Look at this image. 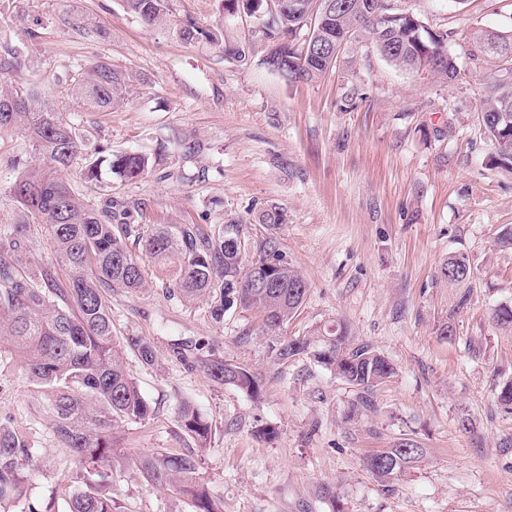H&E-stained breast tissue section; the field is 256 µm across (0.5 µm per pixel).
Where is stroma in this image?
Masks as SVG:
<instances>
[{
	"mask_svg": "<svg viewBox=\"0 0 512 512\" xmlns=\"http://www.w3.org/2000/svg\"><path fill=\"white\" fill-rule=\"evenodd\" d=\"M406 5L447 32L456 80L420 78L350 44L320 80L289 85L265 64V46L241 65L180 39L185 17L247 34L252 20L225 18L217 0H174L172 19L152 25L123 0H0V49L21 57L7 82L39 86L87 150L163 153L129 182L87 181L76 161L62 172L75 192L93 205L111 193L147 199L149 224L204 215L212 224L239 219L257 242L276 234L310 283L288 335L340 323L395 368L375 390V410L357 413L354 389L312 357L274 363L276 337L260 331L256 312L234 308L218 324L207 302L184 303L157 280L112 294L117 336L144 337L157 355L146 366L125 354L152 413L116 434L125 456L103 469L114 512H193L131 463L156 452L194 454L224 512H512V414L497 402L512 379V332L493 320L498 305L512 303V248L501 243L512 229V173L487 164L494 146L478 114L489 70L466 51L474 29L512 32V0ZM97 57L131 83L129 100L109 112L83 111L71 94L78 64ZM15 158L32 160L27 138L0 132L1 195L18 174ZM270 206L287 217L273 232L257 221ZM455 254L474 271L463 309L441 275ZM448 322L450 337L440 333ZM211 357L251 368L259 397L213 382L201 365ZM186 399L211 426L206 446L177 421ZM0 420L36 450L26 499L11 512L30 503L67 512L78 470L6 346ZM403 437L426 455L381 485L365 458Z\"/></svg>",
	"mask_w": 512,
	"mask_h": 512,
	"instance_id": "obj_1",
	"label": "stroma"
}]
</instances>
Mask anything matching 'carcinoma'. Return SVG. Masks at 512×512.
Instances as JSON below:
<instances>
[{
  "mask_svg": "<svg viewBox=\"0 0 512 512\" xmlns=\"http://www.w3.org/2000/svg\"><path fill=\"white\" fill-rule=\"evenodd\" d=\"M126 7L152 24L173 13V0H124ZM221 8L253 18L262 29L252 37L229 39L221 28H202L188 20L182 39H204L228 61L247 60L254 40L268 44L267 66L286 80L311 82L330 68L331 52L340 40L364 43L393 66L415 75L426 74L448 83L458 77L457 58L448 51V33L426 29L416 13L394 22L387 31L382 20L390 0H336L325 11V0H290L269 9L268 0H220ZM470 59L498 64L480 100L481 120L495 151L489 166L512 172V34L482 28L469 38ZM17 51H0V75L20 68ZM74 91L90 112L109 111L130 94L126 76L104 58L78 68ZM24 133L44 164L26 165L7 193L22 221L0 228V338L19 360L37 399L50 413L54 435L69 449L82 471L84 487L75 490L67 512H112V495L102 490L95 476L100 468L124 456L117 430L146 420L149 402L141 394L124 362L125 348L136 351L142 363L152 365L153 345L141 338L118 340L112 330V309L106 293L136 292L146 286L147 270L128 242L135 238L151 259L156 278L166 280L183 300L203 298L218 324L235 306L255 310L265 331L281 329L305 304L310 286L286 259L277 237L260 247L258 259L249 260L251 243L243 225L142 224L148 203L143 199L109 196L94 208L60 176V171L82 158L84 142L65 113L45 100L33 86L0 85V132ZM161 160L139 152L112 153L94 149L85 165L87 180L102 173L123 181L147 173ZM258 223L272 228L286 223L283 212L267 207ZM41 227L50 241L51 261L40 277L23 270L33 229ZM276 264L273 285L253 288L250 267ZM448 283L463 289L457 307L468 304L474 272L463 255L448 258L441 268ZM276 363L310 355L358 392L361 406L373 407L375 388L395 374L383 355L366 343L351 340L346 327H323L311 336H283L272 349ZM207 375L250 397L260 392L258 377L246 366L219 358L200 360ZM180 427L204 443L211 425L189 401L178 407ZM425 449L407 439L398 448H386L366 460V469L382 485L419 462ZM35 449L10 425L0 421V505L25 497ZM136 469L159 489H175L195 512H223L200 481L198 461L189 454H144Z\"/></svg>",
  "mask_w": 512,
  "mask_h": 512,
  "instance_id": "carcinoma-1",
  "label": "carcinoma"
}]
</instances>
